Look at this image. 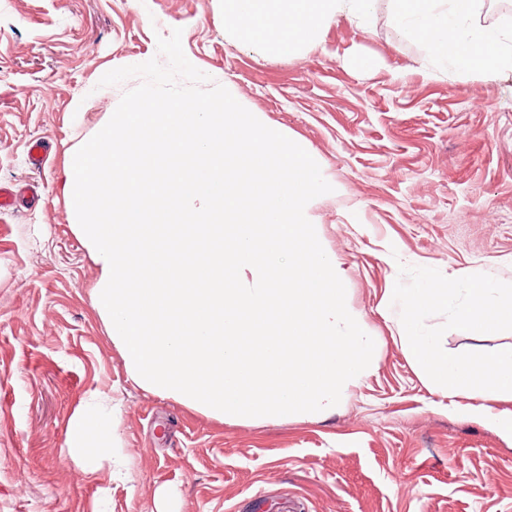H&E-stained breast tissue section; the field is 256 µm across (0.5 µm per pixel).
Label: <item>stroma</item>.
I'll list each match as a JSON object with an SVG mask.
<instances>
[{
  "instance_id": "1",
  "label": "stroma",
  "mask_w": 512,
  "mask_h": 512,
  "mask_svg": "<svg viewBox=\"0 0 512 512\" xmlns=\"http://www.w3.org/2000/svg\"><path fill=\"white\" fill-rule=\"evenodd\" d=\"M175 28L188 60L333 188L310 215L377 363L329 416L240 422L143 388L96 303L64 170L139 83L101 77ZM1 184L33 194L0 211V512H512V440L455 414L400 342L411 324L469 357L512 344V326L478 340L450 306L382 310L391 289L431 280L512 289V73L433 61L389 0L277 57L232 34L224 0H0ZM93 395L112 417L96 443L108 468L62 453Z\"/></svg>"
}]
</instances>
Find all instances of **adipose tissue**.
Here are the masks:
<instances>
[{"mask_svg": "<svg viewBox=\"0 0 512 512\" xmlns=\"http://www.w3.org/2000/svg\"><path fill=\"white\" fill-rule=\"evenodd\" d=\"M396 26L425 43L439 63L457 69L512 73V22L492 29L476 18L483 0H392ZM372 0H227L225 21L238 39L280 56L318 38L338 17L366 20ZM455 312V328L483 338L512 325V289L481 279L468 280ZM401 341L410 362L444 398L466 396L465 415L490 420L512 439V344L488 348L476 357L458 356L431 336L407 330ZM112 421L95 415L76 418L68 430L65 453L85 460L92 440L111 435Z\"/></svg>", "mask_w": 512, "mask_h": 512, "instance_id": "ef3b65f1", "label": "adipose tissue"}]
</instances>
